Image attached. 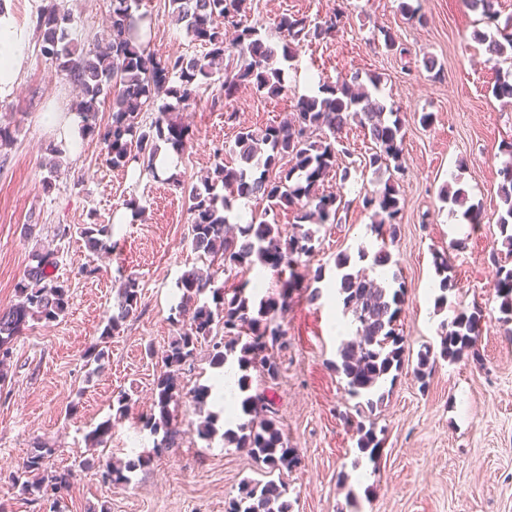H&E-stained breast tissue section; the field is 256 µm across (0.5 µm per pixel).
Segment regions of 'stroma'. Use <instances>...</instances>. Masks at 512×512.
Masks as SVG:
<instances>
[{"instance_id": "1", "label": "stroma", "mask_w": 512, "mask_h": 512, "mask_svg": "<svg viewBox=\"0 0 512 512\" xmlns=\"http://www.w3.org/2000/svg\"><path fill=\"white\" fill-rule=\"evenodd\" d=\"M49 0H14L20 24L30 33V49L16 92L0 100V122L15 131L0 148V307L15 299V285L36 245L59 251L57 275L69 288L65 316L52 323L29 322L15 339L8 376L0 382V502L8 512H224L244 480L261 479L263 464L246 452L225 447L221 435L200 439L197 428L215 403L201 408L192 388L213 385L217 371L199 348L179 377L177 447L153 454L155 437L139 423L149 412L154 383L163 372L162 354L175 338L171 308L180 295L181 274L197 265L188 241L190 216L184 187L200 184L216 155L232 158L240 126L262 127L289 117L296 99L313 95L322 81L358 70L378 75L380 95L403 118L402 172L351 170L332 174L325 192L340 193L346 204L337 224L320 227L316 250L306 265L321 271L308 279L322 291L314 302L296 299L281 322L288 345L277 353L278 381H254L273 404L288 443L300 457L282 471L291 512H512V340L503 334L493 290L495 269L488 260L500 246L498 170L503 144L512 142V106L492 94L495 70L471 33L484 28L479 11L465 0H420L425 25L407 20L401 0H247L246 17L272 43L286 38L274 25L282 13L321 18L336 7L345 25L330 41L300 48L288 71V90L267 98L243 87L221 106L211 104L224 81L222 71L205 79L196 105L184 118L191 140L180 159L177 183L107 165L102 144L82 136L76 148L61 145L64 125L81 94L69 76L40 53L35 21ZM74 18L71 46L92 50L103 36L112 0H64ZM138 11L152 23L148 48L159 57H200L202 44L171 19L169 0H139ZM401 50L384 45V31ZM432 56L443 68L433 78L422 64ZM54 111L56 125L42 121ZM433 115L430 124L422 113ZM394 183L405 201L400 232L390 247L394 272L405 282L400 325L407 338L404 366L375 409L357 408L337 374V351L344 320L336 297V257L358 258L381 241L372 211L361 198ZM464 188L483 220L468 224L439 199L443 185ZM141 208L128 223L116 221L129 200ZM112 227L114 250L101 258L89 251L78 228ZM36 225L38 239L24 236ZM447 253L454 289L446 309H438L433 260ZM95 268L92 276L81 267ZM133 275L142 288L137 313L119 334L102 338L117 289ZM457 308L480 309L479 360L439 362L428 385L413 370L422 346L439 342L441 325ZM103 344L102 363L90 361V346ZM128 394L134 407L115 423L107 443L91 445L88 435L111 420L112 404ZM385 429L378 458L357 448L355 422ZM51 449L46 468L71 471L67 488L56 493L21 494L13 475L41 449ZM143 455L128 484L104 483L94 458L120 465Z\"/></svg>"}]
</instances>
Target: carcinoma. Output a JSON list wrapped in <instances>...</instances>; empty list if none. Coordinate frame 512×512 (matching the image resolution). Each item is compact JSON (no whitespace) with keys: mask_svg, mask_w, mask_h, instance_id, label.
I'll return each mask as SVG.
<instances>
[{"mask_svg":"<svg viewBox=\"0 0 512 512\" xmlns=\"http://www.w3.org/2000/svg\"><path fill=\"white\" fill-rule=\"evenodd\" d=\"M245 2L170 0L176 21L185 24L187 32L207 48L201 58H159L147 51L144 40L151 30L144 31L135 22L138 0H112V12L105 23V48L79 57L68 48L71 13L56 3L38 13L36 31L41 54L78 84L82 93V131L97 136L112 168L125 170L136 164L140 171L155 178L159 143L169 144L178 154L184 151L188 125L179 114L170 111L169 104L156 106L161 96L173 98L183 106L191 105L199 97L200 81L212 74L215 65L224 66L221 91L226 99L243 86L259 95L278 96L286 89L282 63L291 61L300 46L332 39L343 18L339 10L321 21L295 13L280 15L276 29L287 34L288 43L279 55L266 36L247 24ZM466 2L486 18L498 20L497 0ZM473 38L485 46L488 60L508 64L497 68L492 93L511 105L512 17L495 33L478 30ZM172 77L177 79L174 85L170 83ZM379 82L375 75L341 73L334 81L320 83L318 94L298 97L289 119L277 125L241 128L235 141L237 162L226 163L224 158H218L211 182L202 190L189 191L188 237L200 261L226 272L252 273L258 267L277 273L286 270L288 280L279 293L257 300L254 293L246 292V281L228 294L214 287V275L209 270L195 266L183 272L178 283L182 295L174 308L177 336L162 356L166 371L155 382L157 411L142 418L144 428L154 435L162 434L153 452L174 445L179 374L195 357L198 345L211 338L212 367L222 368L229 358L236 359L237 371H228L226 376L242 395L241 409L247 416L237 429L224 430V447L246 451L265 465L270 475L298 464V454L284 438L276 412L271 410L264 393L252 392V373L267 383L277 380L279 365L274 350L284 343L286 334L278 315L288 310L292 294L303 279L299 271L301 259L315 251V231L309 225L337 223L345 206L342 196L320 191L325 178L338 166V157L351 155L349 148L343 146V132L356 124L375 144L374 151L360 161L362 167L402 170V119L377 95ZM103 98L112 100V121L104 126L98 122V105ZM154 108L156 117L148 124L142 122L141 113ZM505 152L509 160L498 170V194L503 208L498 223L505 236L502 249L492 250L489 260L495 267L494 294L500 300L503 325L507 326L512 323V233H507L512 223V142ZM218 185L224 189L222 196L215 193ZM439 196L464 209L463 216L469 223H481L480 211L467 204L464 189L444 186ZM240 199L265 201L268 209L246 224H232L229 215L234 202ZM362 206L378 217L373 225L377 234L396 238L403 200L394 184L364 195ZM278 208L297 210L298 223L292 230L284 232L276 222L269 221L270 214ZM80 234L95 253L111 248L110 224H84ZM392 264V253L384 246L374 252L366 269H356L346 254L336 258L338 294L356 324L355 338L342 342L338 350L336 373L345 379L348 394L365 399L371 410L383 402L382 388L390 374L399 371L407 351L406 336L399 331L405 284L398 282V275L394 274L392 279L398 287L389 288L372 276L376 268ZM57 265V251L45 247L33 251L31 263L15 286V302L0 309L1 382L7 377L4 363L12 355V342L22 335L29 320L54 322L69 308L68 286L54 275ZM434 267L442 276L435 304L443 308L448 305V291L453 287L445 276L448 257L435 255ZM206 294L211 296L209 303L201 301ZM140 301L139 281L129 275L120 285L115 312L109 316L102 338L119 333L123 323L138 311ZM481 319L477 309L454 310L453 318L442 325L439 345H426L418 351L416 378L426 383L441 360L457 363L469 357L478 359L475 346ZM355 429L359 452L375 459L383 443L376 423L358 422ZM141 463L140 457L122 467L108 463L105 478L113 484L127 482L125 472L135 470ZM224 512H291V503L285 485L273 479L245 480L238 495L224 502Z\"/></svg>","mask_w":512,"mask_h":512,"instance_id":"1","label":"carcinoma"}]
</instances>
